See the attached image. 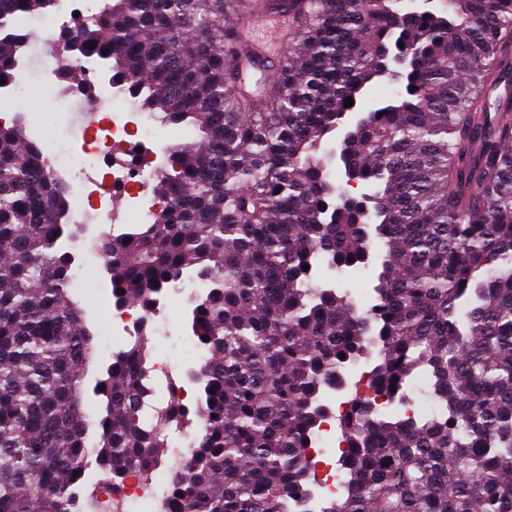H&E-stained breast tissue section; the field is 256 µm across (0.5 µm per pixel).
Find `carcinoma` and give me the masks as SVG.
<instances>
[{
	"mask_svg": "<svg viewBox=\"0 0 512 512\" xmlns=\"http://www.w3.org/2000/svg\"><path fill=\"white\" fill-rule=\"evenodd\" d=\"M54 2L0 0L1 81L29 45L14 16L40 22ZM270 4L297 18L299 47L275 61L230 26L253 0H100L63 32L73 65L93 56L142 111L189 130L152 173L168 204L101 249L117 304L149 314L190 268L206 285L191 300L207 353L192 411L173 393L142 422L143 319L96 379L90 439L93 334L59 246L83 225L40 143L0 122V512H102L81 499L83 470L147 473L184 422L196 450L164 512H300L325 394L363 360L372 397L346 400L343 489L321 512H512V93H497L512 87V0ZM400 41L410 56L386 79ZM271 69L266 109L243 115L246 72ZM383 80L393 95L368 101ZM335 164L372 197L360 220ZM320 268L374 269L372 303L324 286ZM420 376L428 410L409 395Z\"/></svg>",
	"mask_w": 512,
	"mask_h": 512,
	"instance_id": "cac0c4a2",
	"label": "carcinoma"
}]
</instances>
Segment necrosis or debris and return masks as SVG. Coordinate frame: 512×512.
Returning <instances> with one entry per match:
<instances>
[{"mask_svg": "<svg viewBox=\"0 0 512 512\" xmlns=\"http://www.w3.org/2000/svg\"><path fill=\"white\" fill-rule=\"evenodd\" d=\"M46 67L39 80L0 87V111L22 129L26 138L50 143L46 162L55 179L66 188L73 214L81 224L100 225L110 222L148 223L163 201L154 196L147 172L153 160L143 156L138 165H128V146L158 139L156 128L147 113L123 103L112 93L109 84L99 78L93 59H85L82 84H73L68 76L70 60L59 33H50L43 41ZM51 86L49 108H63L77 114L83 126L81 141H74L68 127L50 128L32 115L13 110L20 91L38 93ZM121 186L128 196V206L121 215H113L110 186ZM336 429L332 420L323 421L314 437L307 459L316 474V486L308 495L309 506L323 503L342 489V475L322 456L332 444ZM112 512H163V496L156 482L144 479L139 470L127 471L120 489L112 494Z\"/></svg>", "mask_w": 512, "mask_h": 512, "instance_id": "1", "label": "necrosis or debris"}]
</instances>
